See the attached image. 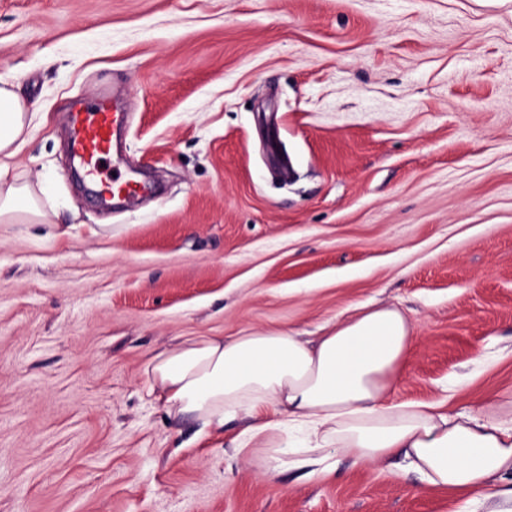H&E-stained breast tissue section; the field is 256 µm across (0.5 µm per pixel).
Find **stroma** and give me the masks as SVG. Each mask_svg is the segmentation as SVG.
I'll return each instance as SVG.
<instances>
[{"instance_id":"1","label":"stroma","mask_w":512,"mask_h":512,"mask_svg":"<svg viewBox=\"0 0 512 512\" xmlns=\"http://www.w3.org/2000/svg\"><path fill=\"white\" fill-rule=\"evenodd\" d=\"M0 75L46 213L0 224V512H467L400 457L268 469L143 367L394 305L392 400L512 395V0H0ZM102 95L148 186L117 208L69 149Z\"/></svg>"}]
</instances>
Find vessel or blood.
Returning a JSON list of instances; mask_svg holds the SVG:
<instances>
[{"instance_id": "vessel-or-blood-1", "label": "vessel or blood", "mask_w": 512, "mask_h": 512, "mask_svg": "<svg viewBox=\"0 0 512 512\" xmlns=\"http://www.w3.org/2000/svg\"><path fill=\"white\" fill-rule=\"evenodd\" d=\"M74 148L87 176L96 177L114 145L118 114L108 100H99L83 112L73 113Z\"/></svg>"}]
</instances>
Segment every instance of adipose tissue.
I'll return each mask as SVG.
<instances>
[{
    "instance_id": "ef3b65f1",
    "label": "adipose tissue",
    "mask_w": 512,
    "mask_h": 512,
    "mask_svg": "<svg viewBox=\"0 0 512 512\" xmlns=\"http://www.w3.org/2000/svg\"><path fill=\"white\" fill-rule=\"evenodd\" d=\"M30 124L15 80L0 76L1 224L43 217L9 164ZM411 332L401 309L378 307L314 343L285 329L189 338L154 355L143 374L149 394L171 416L192 414L215 428L241 413L255 417L237 446L263 450L269 467L291 466L298 448L309 464L329 448L360 465L401 454L429 485L473 493L491 512H508L512 488L503 482L512 478V400L457 417L433 402L391 401Z\"/></svg>"
}]
</instances>
